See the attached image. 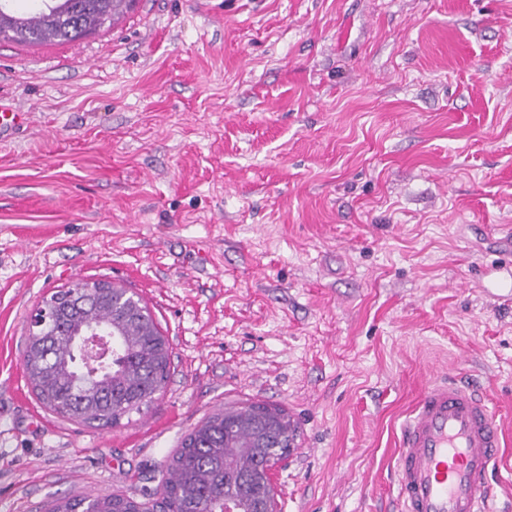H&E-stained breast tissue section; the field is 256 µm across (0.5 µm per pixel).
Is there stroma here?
I'll return each instance as SVG.
<instances>
[{
    "label": "stroma",
    "mask_w": 512,
    "mask_h": 512,
    "mask_svg": "<svg viewBox=\"0 0 512 512\" xmlns=\"http://www.w3.org/2000/svg\"><path fill=\"white\" fill-rule=\"evenodd\" d=\"M0 512L158 499L182 439L283 407L279 512H400L401 425L435 378L503 426L512 512V0H137L111 27L0 40ZM138 294L165 391L113 427L62 419L22 360L74 279ZM138 509H144V504L134 495L113 494L56 500L51 512H140Z\"/></svg>",
    "instance_id": "1"
}]
</instances>
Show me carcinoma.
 Returning <instances> with one entry per match:
<instances>
[{"mask_svg":"<svg viewBox=\"0 0 512 512\" xmlns=\"http://www.w3.org/2000/svg\"><path fill=\"white\" fill-rule=\"evenodd\" d=\"M134 0H49L40 10L0 13V38L20 44L70 42L74 30L97 31L130 9ZM78 324L109 322L110 308L98 304L72 314ZM112 365L91 377L78 368L56 338L50 358L26 347L23 366L39 401L52 413L74 421L113 426L149 408L163 392L170 371L168 343L150 310L130 293L121 318ZM296 430L277 406L251 403L218 409L187 435L169 465L162 489L176 512H224V498L241 499L242 512H257L270 488L268 472L283 458L279 445ZM130 494L83 496L56 501L51 512H138Z\"/></svg>","mask_w":512,"mask_h":512,"instance_id":"cac0c4a2","label":"carcinoma"}]
</instances>
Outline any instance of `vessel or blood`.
Segmentation results:
<instances>
[{"label": "vessel or blood", "mask_w": 512, "mask_h": 512, "mask_svg": "<svg viewBox=\"0 0 512 512\" xmlns=\"http://www.w3.org/2000/svg\"><path fill=\"white\" fill-rule=\"evenodd\" d=\"M396 469L402 512H495L489 475L500 424L472 384L441 378L402 427Z\"/></svg>", "instance_id": "1"}]
</instances>
